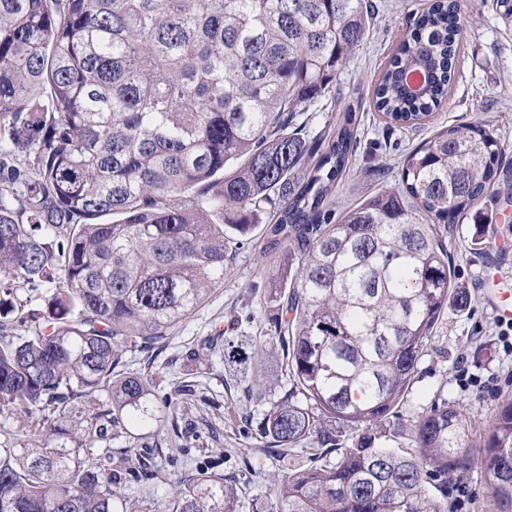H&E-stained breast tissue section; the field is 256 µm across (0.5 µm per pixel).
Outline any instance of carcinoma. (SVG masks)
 Masks as SVG:
<instances>
[{"label":"carcinoma","mask_w":512,"mask_h":512,"mask_svg":"<svg viewBox=\"0 0 512 512\" xmlns=\"http://www.w3.org/2000/svg\"><path fill=\"white\" fill-rule=\"evenodd\" d=\"M374 15L372 0H0V413L26 421L25 447L0 448V512H124L97 445L127 438L126 471L142 470L194 385L160 395L163 373L123 355L164 342L259 226L276 273L254 353L276 343L281 372L262 434L282 458L307 442L314 457L254 512H448L476 447L495 512H512V396L476 446L446 401L387 432L464 302L446 240L500 200L503 148L482 123L443 128L395 186L336 213L361 125L336 78ZM411 26L372 97L403 128L448 99L457 0ZM320 102L337 115L315 132L304 114ZM55 281L45 313L19 310V290ZM216 349L204 336L186 356ZM341 428L408 444L339 448ZM233 503L213 471L169 512Z\"/></svg>","instance_id":"cac0c4a2"}]
</instances>
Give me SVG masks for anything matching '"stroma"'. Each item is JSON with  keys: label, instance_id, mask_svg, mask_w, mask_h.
I'll return each mask as SVG.
<instances>
[{"label": "stroma", "instance_id": "obj_1", "mask_svg": "<svg viewBox=\"0 0 512 512\" xmlns=\"http://www.w3.org/2000/svg\"><path fill=\"white\" fill-rule=\"evenodd\" d=\"M379 15L360 49L342 69L336 88L360 103L361 134L355 160L336 193L345 208L375 190L394 186L397 172L412 147L437 130L475 121L489 128L504 146V164L512 173V0H459L460 49L448 100L426 125L416 129L385 127L374 110L376 76L405 34L413 14L428 0H375ZM502 204L475 208L448 242L455 280L466 304L451 307L421 358L411 394L400 410L411 418L441 400L461 405L474 434L486 433L501 397L512 395V357L498 347V316L487 295V273L495 271L501 287L512 289V252H497L502 239L512 240V223L500 222ZM273 260L262 253L261 239L237 251L224 265V284L195 309L168 339V353H180L203 336L259 335L265 287ZM480 378H496L492 391L464 388L460 370ZM196 385L198 396L172 411L179 425L195 423L179 451L152 448V478L129 475L121 484L127 512H141L143 501L155 512H167L185 479L221 471L233 484L237 512H253L280 476V464L266 448L260 431L265 410L223 353L209 359L168 367L164 386L173 391L181 381ZM466 494L468 512H492L482 457L473 454L468 470L448 483L449 499Z\"/></svg>", "mask_w": 512, "mask_h": 512}]
</instances>
